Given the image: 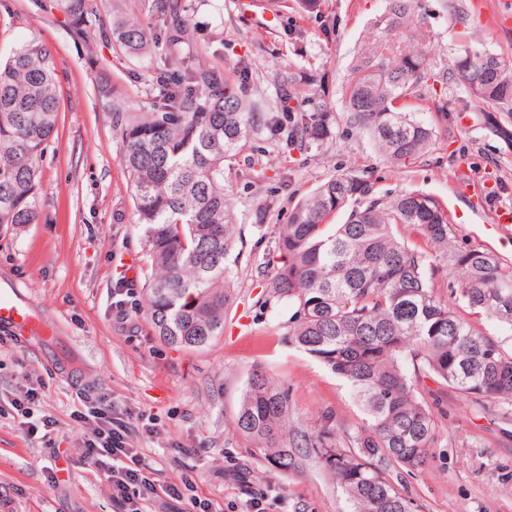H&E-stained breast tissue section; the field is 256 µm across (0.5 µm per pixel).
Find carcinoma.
Returning <instances> with one entry per match:
<instances>
[{"instance_id": "carcinoma-1", "label": "carcinoma", "mask_w": 512, "mask_h": 512, "mask_svg": "<svg viewBox=\"0 0 512 512\" xmlns=\"http://www.w3.org/2000/svg\"><path fill=\"white\" fill-rule=\"evenodd\" d=\"M59 2L73 32L88 37L97 21L92 0ZM152 11L166 46L184 44L190 23L182 0H153ZM413 17V0H386L374 25L384 33L404 31ZM112 39L127 56L152 53L134 24L114 22ZM246 73L244 66L230 76L171 54L158 73V95L139 112L112 84L103 85L153 270L149 321L164 342L185 350L204 349L223 335L232 303L230 257L240 227L226 202L224 162L249 150L261 132L283 152L332 137L331 112L301 107L318 97L315 75L278 73L276 98L260 106L250 98ZM452 73L490 108L483 124L512 149V70L454 67ZM426 76L420 51L393 52L379 43L362 46L351 65L344 93L349 122L392 162L422 154L433 142L432 128L395 107ZM57 84L56 60L38 40L0 62V232L38 221V159L57 129ZM367 192L352 173L321 183L292 209L276 241L282 261L264 274L267 301H285L293 310L288 344L343 380L363 409L361 424L344 430L349 446L340 447L328 430L304 440L305 453L296 452L288 390L257 370L247 378L236 426L285 477L309 459L320 463L350 512H413L385 469H422L437 445L439 401L419 394L420 380L430 378L483 408L512 410V351L455 311L463 305L512 326L502 316L512 311V271L490 252L455 247L447 212L430 195L405 191L368 201ZM342 210L344 223H325ZM400 225L424 245L398 236ZM444 265L456 277L447 299L434 285Z\"/></svg>"}]
</instances>
